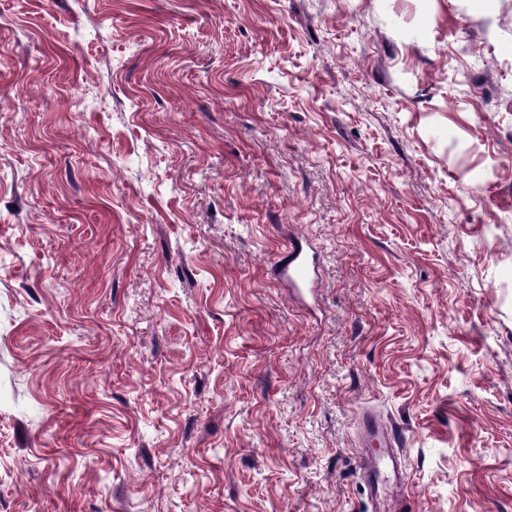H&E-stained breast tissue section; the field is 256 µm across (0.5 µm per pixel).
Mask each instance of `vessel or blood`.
<instances>
[{
    "label": "vessel or blood",
    "instance_id": "obj_1",
    "mask_svg": "<svg viewBox=\"0 0 512 512\" xmlns=\"http://www.w3.org/2000/svg\"><path fill=\"white\" fill-rule=\"evenodd\" d=\"M279 278L297 293L308 290L314 274L313 259L302 242H292L275 265ZM363 447L359 451L358 476L368 492L373 512H391L390 505L382 504L381 491L389 484L401 492L400 507L408 512L410 503L405 498L407 474L396 452L399 438L376 417H364L360 424Z\"/></svg>",
    "mask_w": 512,
    "mask_h": 512
}]
</instances>
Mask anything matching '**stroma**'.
Listing matches in <instances>:
<instances>
[{
	"instance_id": "obj_1",
	"label": "stroma",
	"mask_w": 512,
	"mask_h": 512,
	"mask_svg": "<svg viewBox=\"0 0 512 512\" xmlns=\"http://www.w3.org/2000/svg\"><path fill=\"white\" fill-rule=\"evenodd\" d=\"M367 414L512 512V0H0V512H368ZM313 257L301 241L295 240L280 256L275 265L279 278L297 293L308 290L314 274Z\"/></svg>"
}]
</instances>
